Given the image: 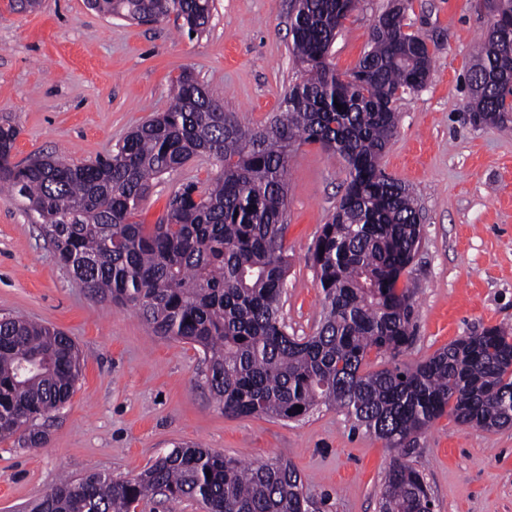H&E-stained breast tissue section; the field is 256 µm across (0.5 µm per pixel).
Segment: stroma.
Listing matches in <instances>:
<instances>
[{"mask_svg": "<svg viewBox=\"0 0 512 512\" xmlns=\"http://www.w3.org/2000/svg\"><path fill=\"white\" fill-rule=\"evenodd\" d=\"M386 5L361 0L345 21L331 49L337 72L358 64ZM292 12L293 0H214L207 31L191 39L173 20L138 24L84 0H42L32 12L0 0V125L18 131L13 162L51 154L87 164L111 154L167 109L187 68L243 125L268 124L302 75L290 50ZM487 28L480 0H413L406 16L407 31L436 44L427 86L396 103V133L382 158L420 208V247L404 273L415 291V338L394 357L369 352V369L421 362L459 337L512 325V132L473 124L466 78ZM347 169L341 154L309 143L289 162L282 317L298 336L320 322L309 249L345 193ZM215 171L203 156L164 175L136 222L159 223L175 191ZM0 315L64 331L82 363L70 400L40 421L44 445L0 442V512H29L65 477H135L191 442L244 462L290 461L313 512H378L397 456L423 476L434 512H512V427L486 431L443 416L398 450L332 406L298 421L225 414L197 347L155 336L135 308L89 293L23 204L4 194Z\"/></svg>", "mask_w": 512, "mask_h": 512, "instance_id": "stroma-1", "label": "stroma"}]
</instances>
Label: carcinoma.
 <instances>
[{"instance_id": "1", "label": "carcinoma", "mask_w": 512, "mask_h": 512, "mask_svg": "<svg viewBox=\"0 0 512 512\" xmlns=\"http://www.w3.org/2000/svg\"><path fill=\"white\" fill-rule=\"evenodd\" d=\"M411 0H392L369 50L340 76L328 62L338 30L359 0H295L292 53L306 76L289 87L262 128L224 112L193 72L171 88V104L91 164L52 155L9 165L17 131L0 126V191L24 199L59 261L83 287L131 306L155 335L198 346L224 413L299 419L334 405L391 448H406L445 414L492 430L512 426V328L462 336L415 365L363 369L370 350L396 356L412 343L413 292L398 287L420 243L410 185L381 168L396 133L398 93L423 89L433 52L405 31ZM138 22L174 17L201 35L212 0H87ZM512 26L487 33L469 70L472 119L512 129ZM342 105L339 110L336 105ZM341 153L349 181L311 250L323 292L312 336L288 333L281 299L286 177L296 143ZM198 156L218 166L200 187L182 186L162 223L134 221L153 182ZM81 372L72 339L23 317L0 319V441L35 447L37 421L63 405ZM302 406L297 411L296 406ZM211 475H206V472ZM191 498L207 512H309L300 474L281 459L244 463L185 444L139 475L91 471L65 479L33 512H131L149 497ZM423 476L392 459L379 512H428Z\"/></svg>"}]
</instances>
